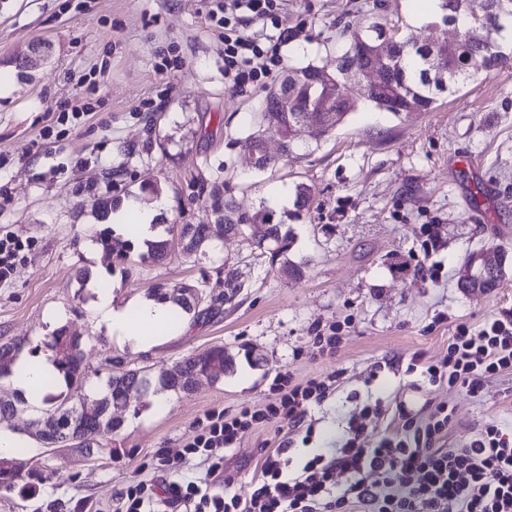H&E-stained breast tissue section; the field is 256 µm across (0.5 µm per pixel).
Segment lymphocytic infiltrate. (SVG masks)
Returning a JSON list of instances; mask_svg holds the SVG:
<instances>
[{"label": "lymphocytic infiltrate", "mask_w": 512, "mask_h": 512, "mask_svg": "<svg viewBox=\"0 0 512 512\" xmlns=\"http://www.w3.org/2000/svg\"><path fill=\"white\" fill-rule=\"evenodd\" d=\"M216 8L224 26V78L246 89L279 63L289 31L271 36L260 27L274 18L275 0H218ZM406 370L420 373L431 387L445 384L480 393L490 379L512 373V310H502L476 329L456 324L446 359L433 363L417 351ZM340 378L334 371L297 382L280 373L264 407L207 412L181 454L157 457L159 467L172 473L193 459L206 466L204 477L171 482L168 494L186 512H512V424L485 425L465 446L454 448L448 440L453 409L444 402L425 422L412 405L398 402L383 435L350 426L332 457L316 455L288 470L295 436L307 426L311 409L335 393ZM260 424L287 429L288 436L276 449L260 448L261 471L242 496L224 475V455ZM398 462L414 481L396 482ZM340 471L350 476L342 486L335 480Z\"/></svg>", "instance_id": "lymphocytic-infiltrate-1"}]
</instances>
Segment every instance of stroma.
<instances>
[{
  "label": "stroma",
  "instance_id": "obj_1",
  "mask_svg": "<svg viewBox=\"0 0 512 512\" xmlns=\"http://www.w3.org/2000/svg\"><path fill=\"white\" fill-rule=\"evenodd\" d=\"M372 2L277 0L290 31L283 64L262 89L242 91L224 78L223 30L208 16L214 0H0V234L25 245L11 281L0 284V344L23 340L24 353L41 358L50 351L47 319L62 309L93 377L106 378L112 360L155 371L215 345L234 357L219 379L167 393L164 411L150 396L139 408L115 409L121 427L91 456L70 447L45 454L27 432L32 409L1 420L28 441L17 461L42 478L30 494L1 487L0 512H80L86 501L111 512L136 478L167 485L169 475L150 466L157 451L179 453L207 411L263 405L285 371L301 381L343 370L336 392L311 412L310 447L331 453L349 422L375 434L386 429L389 416L367 414V404L420 399L418 376L388 359L421 351L443 361L455 323L475 328L512 309V67L479 73L432 112L395 118L359 107L322 140L301 135L286 159L278 139H267L278 161L263 171L238 146L285 66L334 57L337 16L362 22ZM37 41L49 44L47 55L30 53ZM78 97L89 112L61 119ZM147 180L157 192L142 191ZM222 181L241 209H272L274 223L291 236L288 256L302 263V277L270 270L250 234L214 238L195 262L176 252L155 261L141 244L123 262L115 251L125 237H113L108 252L93 236L101 226L93 212L98 199L146 206L160 196L163 219L198 224L201 188ZM302 183L311 188L306 207L271 208L272 189ZM427 224L436 237L429 257ZM479 250L506 253L508 275L493 292H462L466 259ZM427 258L440 265L438 280L423 270ZM83 270L91 278L82 285ZM230 271L243 286L226 303ZM103 282L122 305L159 284L197 282L218 303L211 315L183 316L143 351L101 323ZM440 311L450 323L431 327ZM319 323L341 324L348 339L336 357L314 361L307 351ZM430 397L454 406L449 437L458 446L486 424L512 421V375L489 380L476 395L442 386ZM281 440L275 429L259 427L227 453L224 474L238 494L249 492L258 447Z\"/></svg>",
  "mask_w": 512,
  "mask_h": 512
}]
</instances>
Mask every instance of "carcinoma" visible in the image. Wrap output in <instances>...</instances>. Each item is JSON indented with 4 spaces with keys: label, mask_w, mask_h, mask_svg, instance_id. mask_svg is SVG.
<instances>
[{
    "label": "carcinoma",
    "mask_w": 512,
    "mask_h": 512,
    "mask_svg": "<svg viewBox=\"0 0 512 512\" xmlns=\"http://www.w3.org/2000/svg\"><path fill=\"white\" fill-rule=\"evenodd\" d=\"M488 12H475L474 0H440L439 12L428 22L430 26H452L457 37L448 45L446 53L432 60L425 55V44L419 42L412 34L398 35L387 26L379 12L370 14V21L362 30L345 25L340 35L347 40L345 51L321 65L308 64L292 67L284 74L281 82L270 87L265 111L255 115L258 130L248 134L239 141L242 148L259 141L264 134L275 133L284 138L283 156H288L294 146V140L286 138L290 125L297 123L306 114L308 103L322 95L320 75L329 69L335 77L332 93L336 94V110L339 117L332 125L322 128L319 137L324 138L344 123L355 109L356 102L369 104L379 112H386L394 117L414 108L418 112H430L435 108L440 95L457 91L477 74L493 66L504 67L509 57L501 50L497 36L504 29V23H512V0H485ZM484 28V39L476 42L469 37L472 28ZM382 41L387 45V59L383 65L384 82L375 87L361 85L355 80L370 63L369 58L361 53L359 44H371ZM229 188L219 185L212 187L208 200L203 202L205 221L200 224L179 225L180 236L184 239L182 254L195 257L206 252L209 246L208 230L213 224L224 225V230L234 234H244L259 219L260 213L250 215L242 212L235 205L232 197L227 195ZM269 240L274 243L271 249V264H279V270L287 275L302 274V266L288 258L290 240L281 234L277 224L266 227V235L258 243ZM505 254H500L498 271H489L483 280V292L488 293L497 288L505 278ZM202 302L190 305L177 299V289H151L149 296L168 299L173 303L172 321L178 323L185 314L196 317L206 314L214 308L208 300L203 283H198ZM49 346L57 351L56 361L65 380L73 385L84 386L89 381V372L83 363L81 341L70 335L65 328L59 329L52 337ZM21 343L12 341L0 344V378L12 374V365ZM220 361L224 368L233 365V357L222 345L213 346L201 353L192 354L151 375L154 382L168 383L167 390L189 392L192 382L198 377L208 359ZM178 368L182 376L180 383L169 382L173 368ZM137 371L134 369L115 371L108 376L105 390L92 396L85 395L83 400L98 405L99 418L84 421L79 418L81 403H69L68 400H56L52 396L55 382L51 379L42 383L47 392L46 400L54 404L50 410L43 412V417L55 421L54 432L45 435L38 431L35 437L46 448L64 442H75L81 452L92 455L102 450V440L115 432L120 423L112 420L110 409L113 403L132 397L140 398V393L131 391L136 384Z\"/></svg>",
    "instance_id": "cac0c4a2"
}]
</instances>
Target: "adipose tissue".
Listing matches in <instances>:
<instances>
[{
    "label": "adipose tissue",
    "instance_id": "ef3b65f1",
    "mask_svg": "<svg viewBox=\"0 0 512 512\" xmlns=\"http://www.w3.org/2000/svg\"><path fill=\"white\" fill-rule=\"evenodd\" d=\"M165 207V201L159 200L150 208L131 206L116 210L111 217V228L115 234H124L128 220L133 218L139 226V240L153 239L157 233L158 217ZM97 306L102 321L113 336L140 348H150L168 331V303L148 297L139 300L130 308L114 305L111 294L102 293L98 296ZM46 376L58 380L63 377L52 356L48 355L36 361L22 356L15 361L11 384L28 405L38 407L43 405L45 395L38 392L36 386Z\"/></svg>",
    "mask_w": 512,
    "mask_h": 512
}]
</instances>
